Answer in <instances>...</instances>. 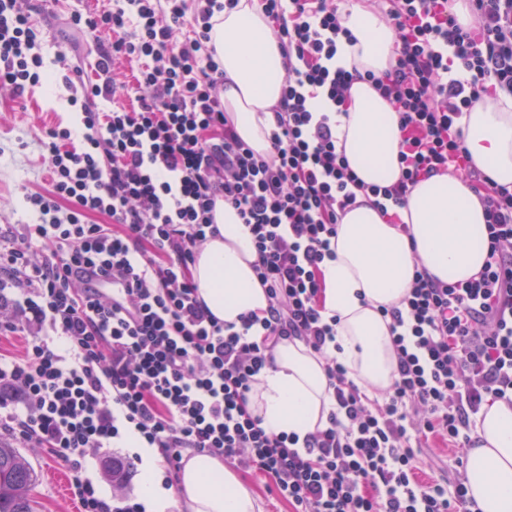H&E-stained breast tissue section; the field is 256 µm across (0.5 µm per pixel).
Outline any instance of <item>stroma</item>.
Segmentation results:
<instances>
[{"mask_svg":"<svg viewBox=\"0 0 512 512\" xmlns=\"http://www.w3.org/2000/svg\"><path fill=\"white\" fill-rule=\"evenodd\" d=\"M32 21L42 33L43 72L49 84L31 89L20 100L0 96V226L36 222L23 192L44 182L46 133L57 124L75 128L82 122L81 112L68 102V91L55 84L56 59L64 48L59 33L48 14L33 15ZM18 449L36 472L39 512H78L69 471L43 449L23 443Z\"/></svg>","mask_w":512,"mask_h":512,"instance_id":"35a3bbf8","label":"stroma"}]
</instances>
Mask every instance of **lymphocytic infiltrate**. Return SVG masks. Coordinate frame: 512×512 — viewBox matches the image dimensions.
I'll list each match as a JSON object with an SVG mask.
<instances>
[{
    "label": "lymphocytic infiltrate",
    "mask_w": 512,
    "mask_h": 512,
    "mask_svg": "<svg viewBox=\"0 0 512 512\" xmlns=\"http://www.w3.org/2000/svg\"><path fill=\"white\" fill-rule=\"evenodd\" d=\"M451 2L386 0L397 58L373 83L403 131V176L388 187L357 176L331 113L308 104L311 88L342 105L360 78L332 65L350 35L336 0H257L286 69L266 156L237 135L209 45L214 14L238 0H112L69 15V31L95 47L96 79L84 80L78 54L59 53L83 132L49 130L46 186L25 193L38 221L0 231V275L14 288L0 293V333L24 339L20 353L0 350V429L67 466L81 512H147L129 492L105 500L82 474L91 451L128 434L160 449L166 482L184 453L205 451L271 479L293 512H479L464 474L420 479L415 447H470L485 402L512 404V191L472 165L460 126L482 95H512V0H469V26ZM44 8L0 0V93L11 98L42 81L31 13ZM448 171L485 204V264L453 284L417 267L400 305L381 310L397 376L369 397L333 352L331 241L358 196L401 207L421 178ZM220 199L251 235L269 298L266 316L236 325L201 303L190 275L218 232ZM105 281L122 285V302L101 293ZM285 337L324 358L334 400L327 427L303 439L267 431L248 409Z\"/></svg>",
    "instance_id": "obj_1"
}]
</instances>
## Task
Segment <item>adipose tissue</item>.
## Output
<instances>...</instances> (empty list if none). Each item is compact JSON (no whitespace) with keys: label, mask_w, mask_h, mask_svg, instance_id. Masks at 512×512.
Here are the masks:
<instances>
[{"label":"adipose tissue","mask_w":512,"mask_h":512,"mask_svg":"<svg viewBox=\"0 0 512 512\" xmlns=\"http://www.w3.org/2000/svg\"><path fill=\"white\" fill-rule=\"evenodd\" d=\"M343 25L357 38L339 42L336 64L358 70L360 80L336 115V147L358 177L390 186L402 176L398 161L403 133L393 106L364 80L395 63L394 32L374 0H353L342 12ZM211 43L224 67V107L238 135L257 153L270 150L268 134L286 76L272 23L254 0L213 18ZM463 138L473 164L498 185L512 190V96H481L462 118ZM218 234L196 255L191 274L200 300L220 321L241 315L265 316L269 301L254 273L257 259L251 236L235 209L216 203ZM407 231H400V224ZM485 207L460 176L445 173L420 179L405 207L385 215L358 197L337 226L334 261L324 268L327 314L336 326V358L368 394L389 389L397 376L390 319L381 307L398 305L409 292L416 265L445 283L478 276L486 260ZM273 361L259 375L249 409L274 433L306 437L326 427L334 408L325 361L297 338L280 339ZM467 459L469 494L480 512H512V405L485 403ZM141 491L156 512H262L254 494L208 453L184 456L179 477L158 492L155 476L162 461L146 448Z\"/></svg>","instance_id":"obj_1"}]
</instances>
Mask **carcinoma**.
Here are the masks:
<instances>
[{
    "label": "carcinoma",
    "mask_w": 512,
    "mask_h": 512,
    "mask_svg": "<svg viewBox=\"0 0 512 512\" xmlns=\"http://www.w3.org/2000/svg\"><path fill=\"white\" fill-rule=\"evenodd\" d=\"M36 475L30 462L11 445L0 442V512H37L32 489Z\"/></svg>",
    "instance_id": "carcinoma-1"
}]
</instances>
